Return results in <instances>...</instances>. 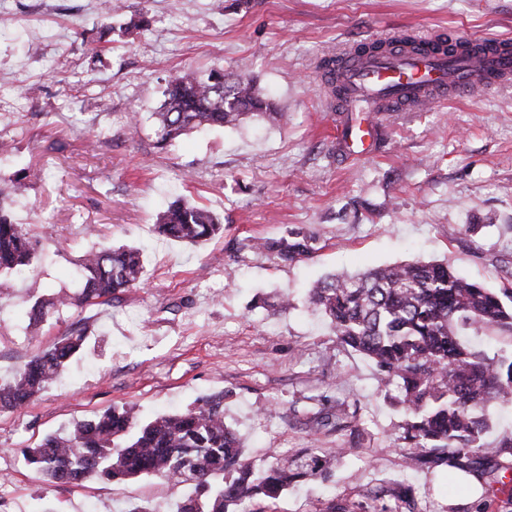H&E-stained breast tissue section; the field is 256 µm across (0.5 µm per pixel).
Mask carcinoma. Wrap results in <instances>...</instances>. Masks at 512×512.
Returning a JSON list of instances; mask_svg holds the SVG:
<instances>
[{"mask_svg": "<svg viewBox=\"0 0 512 512\" xmlns=\"http://www.w3.org/2000/svg\"><path fill=\"white\" fill-rule=\"evenodd\" d=\"M164 101L153 113L158 144L187 132L237 125L258 116L271 123L288 114L262 94L254 79L229 81L222 70L206 75L186 69L166 80ZM158 232L196 244L215 236L221 221L209 210L175 201L158 218ZM257 248L295 262L310 254L294 236L261 239ZM34 247L20 224L0 214V274L27 267ZM138 249L103 248L85 255L82 291L55 294L48 304L105 305L112 296L141 284ZM309 303L326 319L336 341L369 359L381 385L399 389L405 419L399 425L409 467L451 466L488 481L487 492L512 501V434L485 440L489 411L512 401V355L493 357L472 345L467 331L512 334V286L497 291L470 281L441 262L413 261L334 273L311 289ZM83 333L61 337L29 357L14 378L0 384V410L20 409L54 381L85 346ZM350 405L336 401L316 425L348 427ZM26 464L48 483L81 484L96 477L115 482L153 477L184 488L172 512H240L257 498L279 499L301 479L324 477L327 461L317 456L275 458L258 473L244 462L240 442L224 421L223 397L214 396L180 414L143 421L131 407H112L77 421L22 450ZM326 512H416L410 489L398 483L366 494L349 508L330 503Z\"/></svg>", "mask_w": 512, "mask_h": 512, "instance_id": "obj_1", "label": "carcinoma"}]
</instances>
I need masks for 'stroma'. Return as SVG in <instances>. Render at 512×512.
<instances>
[{
    "instance_id": "obj_1",
    "label": "stroma",
    "mask_w": 512,
    "mask_h": 512,
    "mask_svg": "<svg viewBox=\"0 0 512 512\" xmlns=\"http://www.w3.org/2000/svg\"><path fill=\"white\" fill-rule=\"evenodd\" d=\"M0 210L29 233L35 258L0 278V382L61 336L83 353L30 405L0 411V512H126L145 500L170 512L182 494L158 480L48 484L21 451L113 406L177 413L223 394L245 458L270 451L337 456L331 476L254 512H318L396 481L419 512H479L487 494L455 469L409 470L403 414L374 365L343 349L307 304L340 270L438 261L489 288L512 283V87L424 112H374L376 150L338 146L343 113L317 62L398 30L512 39V0H0ZM216 68L257 80L288 114L159 146L151 119L172 72ZM43 180L22 179L27 167ZM223 224L191 245L159 235L175 197ZM312 238L294 263L250 247L289 229ZM143 253V283L101 307L46 309L31 338L35 293H78L88 251ZM289 292L292 306L277 296ZM355 427L317 428L336 400Z\"/></svg>"
}]
</instances>
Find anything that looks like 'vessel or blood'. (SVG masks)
Instances as JSON below:
<instances>
[{
  "instance_id": "b4317fda",
  "label": "vessel or blood",
  "mask_w": 512,
  "mask_h": 512,
  "mask_svg": "<svg viewBox=\"0 0 512 512\" xmlns=\"http://www.w3.org/2000/svg\"><path fill=\"white\" fill-rule=\"evenodd\" d=\"M324 77L335 78L343 94L337 101L345 112L342 142L352 147L372 134L371 127L352 118L356 112H420L451 98H471L512 84V41L489 42L480 53L451 52L430 37L414 47L396 43L383 56L364 59L337 56Z\"/></svg>"
}]
</instances>
